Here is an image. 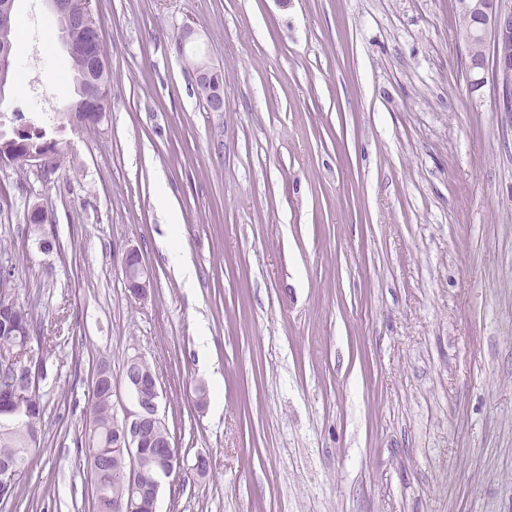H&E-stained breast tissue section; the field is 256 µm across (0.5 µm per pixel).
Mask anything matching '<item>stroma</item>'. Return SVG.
I'll return each instance as SVG.
<instances>
[{"label":"stroma","mask_w":512,"mask_h":512,"mask_svg":"<svg viewBox=\"0 0 512 512\" xmlns=\"http://www.w3.org/2000/svg\"><path fill=\"white\" fill-rule=\"evenodd\" d=\"M456 6L91 0L106 116L57 128L52 174L0 165V267L48 369L40 449L0 512H90L92 378L110 368L123 417L132 355L183 458L158 512H512V114L493 86L469 95ZM15 14L33 24L17 69L50 101L15 81L0 122L54 126L70 59L44 0ZM186 25L223 111L179 53ZM131 248L154 277L140 301ZM216 374L222 403L198 409ZM193 67L197 90L202 94L201 86L207 88V106L211 112H220L224 109V97L219 93L218 84H214L213 78L216 71L205 61L197 59ZM132 264L142 270L140 275L131 272ZM123 271L126 287L128 288L131 296L137 300L145 299L150 288L153 286V274L145 265L142 264L139 254L133 248L126 253Z\"/></svg>","instance_id":"1"}]
</instances>
